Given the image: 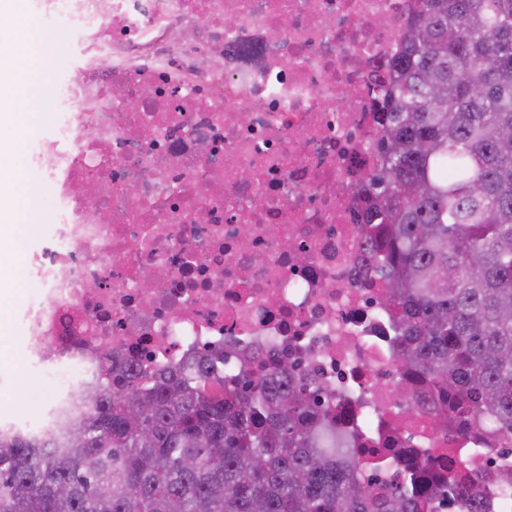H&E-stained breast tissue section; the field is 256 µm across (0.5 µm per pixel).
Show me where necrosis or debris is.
Instances as JSON below:
<instances>
[{"label":"necrosis or debris","mask_w":512,"mask_h":512,"mask_svg":"<svg viewBox=\"0 0 512 512\" xmlns=\"http://www.w3.org/2000/svg\"><path fill=\"white\" fill-rule=\"evenodd\" d=\"M22 2L71 43L23 147L49 222L14 320L48 394L9 429L76 415L132 363L220 356L231 379L287 359L331 392L361 475L403 481L451 453L486 512H512L497 480L512 448L433 427L354 219L410 0Z\"/></svg>","instance_id":"necrosis-or-debris-1"}]
</instances>
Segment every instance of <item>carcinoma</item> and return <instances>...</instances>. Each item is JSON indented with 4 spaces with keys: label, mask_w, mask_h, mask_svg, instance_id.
<instances>
[{
    "label": "carcinoma",
    "mask_w": 512,
    "mask_h": 512,
    "mask_svg": "<svg viewBox=\"0 0 512 512\" xmlns=\"http://www.w3.org/2000/svg\"><path fill=\"white\" fill-rule=\"evenodd\" d=\"M398 33L357 223L396 353L438 428L512 441V0H414ZM319 391L288 361L224 382L211 359L127 382L39 435H0V512H430L325 448ZM476 475L448 460L447 491Z\"/></svg>",
    "instance_id": "cac0c4a2"
}]
</instances>
